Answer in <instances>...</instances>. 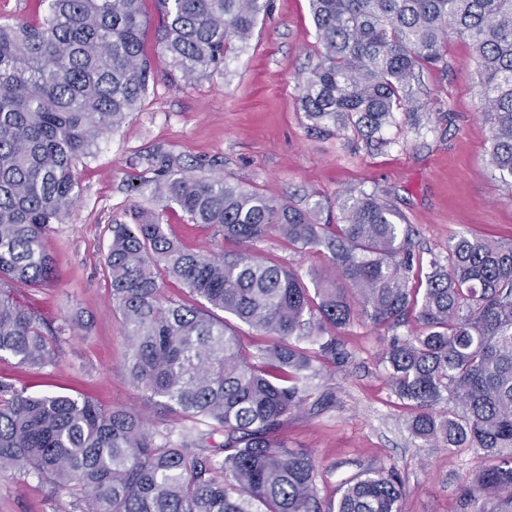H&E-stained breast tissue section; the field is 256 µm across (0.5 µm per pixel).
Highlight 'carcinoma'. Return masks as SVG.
<instances>
[{
    "instance_id": "1",
    "label": "carcinoma",
    "mask_w": 512,
    "mask_h": 512,
    "mask_svg": "<svg viewBox=\"0 0 512 512\" xmlns=\"http://www.w3.org/2000/svg\"><path fill=\"white\" fill-rule=\"evenodd\" d=\"M42 18L0 25V354L41 370L56 360L54 333L19 304L17 287L53 273L43 236L78 198L76 167L137 110L148 90L143 0H39ZM157 43L186 76L224 66L234 40L252 36L266 0H155ZM322 52L298 82L311 126L350 132L369 146L399 118L419 130L422 72L446 63L448 36L473 48L478 111L490 126L487 164L512 193V0H309ZM152 196L212 228L233 251L173 241L151 210L112 225L105 256L128 353L123 370L147 398L189 426L152 431L138 414L84 397L28 392L0 381V471L81 491L74 512H402L395 469L343 482L335 508L316 489L311 453L278 430L298 409L314 362L336 355L329 332L358 318L395 331L383 363L407 427L425 445L469 448L486 465L465 480L461 508L512 512V243L461 235L448 264L414 270L405 217L379 193L348 192L336 224L214 173L187 174L159 152ZM276 232L298 250L322 248L334 274L302 275L253 243ZM167 278L185 302L163 296ZM347 287H336V280ZM222 315H216V312ZM267 337L243 353L233 322ZM224 432L221 455L207 439Z\"/></svg>"
}]
</instances>
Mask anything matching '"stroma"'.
I'll use <instances>...</instances> for the list:
<instances>
[{
	"label": "stroma",
	"mask_w": 512,
	"mask_h": 512,
	"mask_svg": "<svg viewBox=\"0 0 512 512\" xmlns=\"http://www.w3.org/2000/svg\"><path fill=\"white\" fill-rule=\"evenodd\" d=\"M144 41L151 63L149 90L136 112L77 168L80 196L65 224L43 238L54 278L20 288L16 298L57 327V360L49 377L0 356V380L86 397L105 409L144 416L151 428L180 431L182 421L148 400L123 375L128 342L112 302L104 257L114 223H131L134 209L156 208L150 189L156 151L179 158L184 169L223 175L262 194L336 213L343 193L386 195L414 230L422 262L445 256L449 240L467 234L512 241V194L489 172V126L477 110L481 86L471 45L448 39L447 67L423 71L433 104L422 130L391 128L386 148L373 150L353 135L311 129L297 100V83L317 63L322 47L308 0H268L251 39L232 42L224 67L206 76L174 75L156 40L160 15L144 0ZM170 237L215 254L228 245L213 229L191 223L180 209L159 214ZM263 257L303 271L329 267L327 252H301L277 233L257 242ZM354 321L336 329L340 350L320 360L312 389L278 431L289 448L318 463L317 494L335 503L344 480L362 471L396 468L403 512H457L461 483L484 459L467 448H425L407 429L408 411L394 395L380 361L393 337ZM73 498L32 477L0 472V512H72Z\"/></svg>",
	"instance_id": "stroma-1"
}]
</instances>
